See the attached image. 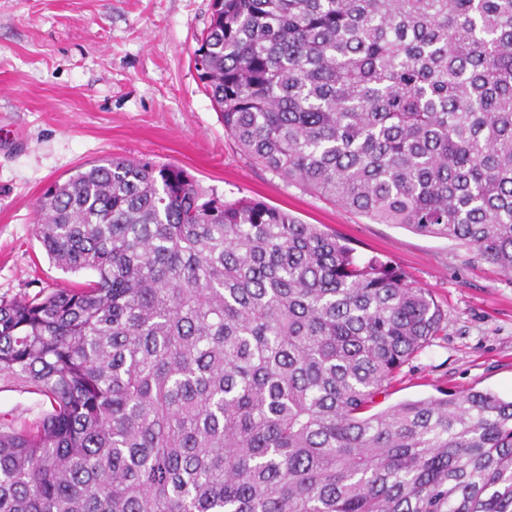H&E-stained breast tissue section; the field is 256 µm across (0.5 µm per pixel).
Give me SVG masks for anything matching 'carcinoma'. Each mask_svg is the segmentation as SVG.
I'll use <instances>...</instances> for the list:
<instances>
[{
	"mask_svg": "<svg viewBox=\"0 0 512 512\" xmlns=\"http://www.w3.org/2000/svg\"><path fill=\"white\" fill-rule=\"evenodd\" d=\"M193 63L255 164L512 274V0H211ZM35 209L95 278L0 299V512H512V400L372 411L444 321L391 261L149 161ZM26 391L17 386L0 384V413L33 419L40 411L44 397Z\"/></svg>",
	"mask_w": 512,
	"mask_h": 512,
	"instance_id": "obj_1",
	"label": "carcinoma"
}]
</instances>
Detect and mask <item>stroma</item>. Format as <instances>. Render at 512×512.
Here are the masks:
<instances>
[{
	"mask_svg": "<svg viewBox=\"0 0 512 512\" xmlns=\"http://www.w3.org/2000/svg\"><path fill=\"white\" fill-rule=\"evenodd\" d=\"M211 0H0V298L92 280L49 261L35 234L43 188L113 156L187 170L206 189L256 197L324 224L429 289L445 321L381 407L489 391L512 398V274L445 238L376 224L253 166L224 131L191 62Z\"/></svg>",
	"mask_w": 512,
	"mask_h": 512,
	"instance_id": "1",
	"label": "stroma"
}]
</instances>
